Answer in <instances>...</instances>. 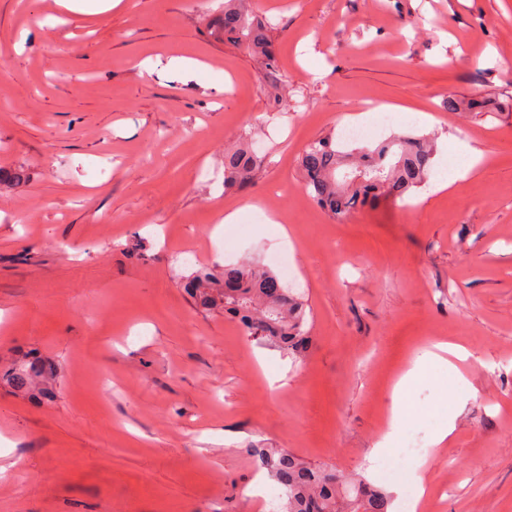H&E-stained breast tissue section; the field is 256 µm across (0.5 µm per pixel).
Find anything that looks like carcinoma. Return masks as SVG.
Instances as JSON below:
<instances>
[{"label":"carcinoma","mask_w":512,"mask_h":512,"mask_svg":"<svg viewBox=\"0 0 512 512\" xmlns=\"http://www.w3.org/2000/svg\"><path fill=\"white\" fill-rule=\"evenodd\" d=\"M210 34L254 54L265 67L277 66L269 25L240 0H224V13ZM434 150L426 136L394 134L375 144L347 149L330 138L310 142L300 166L303 187L335 217L386 198L404 199L424 184ZM261 156L242 147L224 151V189L249 185ZM185 288L205 310H222L251 334L284 350L298 351L308 341L306 306L280 277L262 266L224 267L218 274L200 272ZM52 375L51 365L34 357L7 374L9 383L28 391ZM253 467L266 473L281 491L282 512H391L384 490L363 478L346 479L331 470L309 467L283 448H250Z\"/></svg>","instance_id":"1"}]
</instances>
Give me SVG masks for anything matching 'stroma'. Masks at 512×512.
<instances>
[{"mask_svg": "<svg viewBox=\"0 0 512 512\" xmlns=\"http://www.w3.org/2000/svg\"><path fill=\"white\" fill-rule=\"evenodd\" d=\"M96 16L0 0V369L35 353L49 395L0 381V512H268L248 448L360 476L400 505L371 458L393 386L436 342L403 421L447 444L418 462L421 512H512V0H253L277 68L212 38L224 0H128ZM204 63L187 76L175 58ZM429 136L431 181L481 153L472 179L336 218L302 188L300 155L346 116ZM254 141L249 187L224 151ZM235 210L249 222L219 225ZM290 228L284 243L266 215ZM279 255L308 313L300 354L199 308L183 282ZM467 386H460L458 374ZM474 398L459 406L462 389ZM261 162V156L255 151H246L243 147L225 150L224 189H241L249 185Z\"/></svg>", "mask_w": 512, "mask_h": 512, "instance_id": "obj_1", "label": "stroma"}]
</instances>
